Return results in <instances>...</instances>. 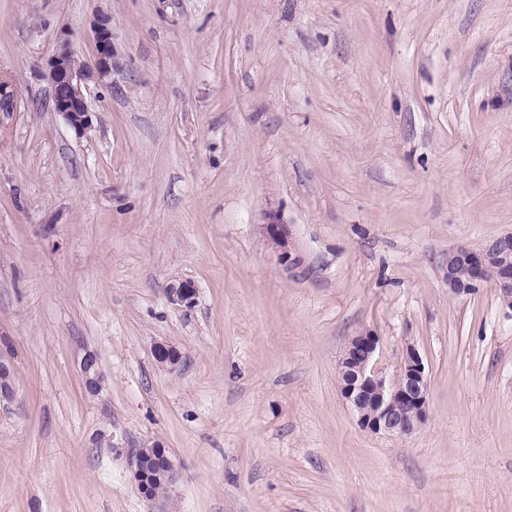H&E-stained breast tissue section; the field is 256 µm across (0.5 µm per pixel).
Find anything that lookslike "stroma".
<instances>
[{
	"label": "stroma",
	"instance_id": "35a3bbf8",
	"mask_svg": "<svg viewBox=\"0 0 512 512\" xmlns=\"http://www.w3.org/2000/svg\"><path fill=\"white\" fill-rule=\"evenodd\" d=\"M100 14L80 137L43 72ZM1 82L0 512H512V312L443 279L512 231V0H0ZM366 330L424 360L411 436L342 401ZM96 67L100 76L110 74L114 65V46L112 43V19L108 15H100L93 24ZM84 384L90 393H96L100 389L101 376L98 369V362L94 353H86L81 363ZM146 447H149V453L147 448H137L129 456V465L139 487H148L153 479L159 480L168 488L171 487L178 475L175 463L160 444L153 443Z\"/></svg>",
	"mask_w": 512,
	"mask_h": 512
}]
</instances>
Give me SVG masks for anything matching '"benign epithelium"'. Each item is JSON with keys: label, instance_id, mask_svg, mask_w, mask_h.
Here are the masks:
<instances>
[{"label": "benign epithelium", "instance_id": "1", "mask_svg": "<svg viewBox=\"0 0 512 512\" xmlns=\"http://www.w3.org/2000/svg\"><path fill=\"white\" fill-rule=\"evenodd\" d=\"M96 67L89 69L73 45L64 40L49 58L44 77L52 89V109L66 125L83 136L92 128V112L84 89L99 74L112 73L114 46L112 19L100 15L93 24ZM443 278L455 296L472 294L489 285L501 304L512 311V231L491 238L474 248L460 245L448 250V265ZM196 289L181 281L169 289L172 302L190 306ZM380 338L367 330L351 337L338 360L340 395L357 418L359 426L373 434L403 438L416 432L426 421L429 406L426 368L418 349L406 345L396 372L389 376L379 366ZM154 358L162 367L174 368L181 360L180 350L168 343L153 347ZM84 384L91 393L100 389L101 376L96 355L85 354L81 363ZM12 371L0 360V399L14 398ZM129 465L139 487L146 488L153 479L172 486L177 468L162 446L137 448L129 456Z\"/></svg>", "mask_w": 512, "mask_h": 512}]
</instances>
